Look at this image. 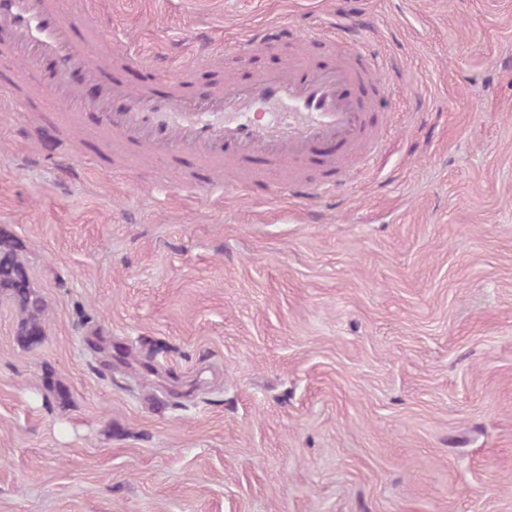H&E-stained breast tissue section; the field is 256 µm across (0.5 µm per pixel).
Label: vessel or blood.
<instances>
[{
    "label": "vessel or blood",
    "instance_id": "vessel-or-blood-1",
    "mask_svg": "<svg viewBox=\"0 0 512 512\" xmlns=\"http://www.w3.org/2000/svg\"><path fill=\"white\" fill-rule=\"evenodd\" d=\"M0 59L21 63L43 91L47 119L78 130L92 124L86 152L95 166L113 155L148 156L164 170L189 169V187L237 174L238 188L287 184L326 191L371 153L390 131L377 108L383 71L365 45L309 34L307 51L282 68L196 93L194 68H214V53L176 65L165 88L133 89L112 78V48L83 11L63 0H0ZM327 61L314 62L310 48ZM318 172L308 179L306 170Z\"/></svg>",
    "mask_w": 512,
    "mask_h": 512
}]
</instances>
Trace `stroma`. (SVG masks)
Returning a JSON list of instances; mask_svg holds the SVG:
<instances>
[{"label": "stroma", "mask_w": 512, "mask_h": 512, "mask_svg": "<svg viewBox=\"0 0 512 512\" xmlns=\"http://www.w3.org/2000/svg\"><path fill=\"white\" fill-rule=\"evenodd\" d=\"M165 80L358 35L393 126L336 193H209L91 170L0 109V237L45 300L0 296V512H512V0H83ZM276 22L288 38L246 46ZM21 283H25L21 287ZM6 293L20 312L17 335L27 345L40 342L46 306L30 284L25 265L12 243L0 237V294Z\"/></svg>", "instance_id": "35a3bbf8"}]
</instances>
